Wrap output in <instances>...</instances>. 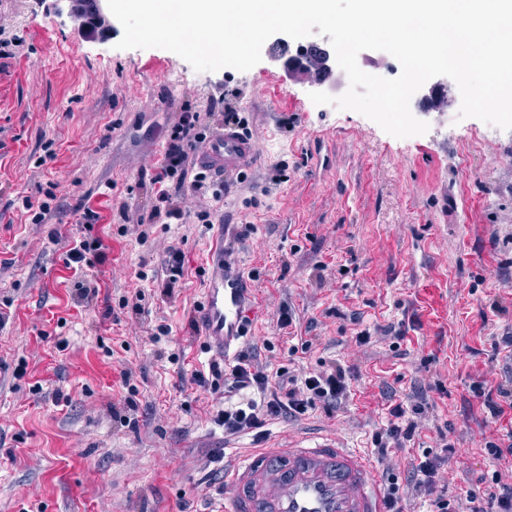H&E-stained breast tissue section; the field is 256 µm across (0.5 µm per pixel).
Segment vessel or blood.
<instances>
[{"label":"vessel or blood","mask_w":512,"mask_h":512,"mask_svg":"<svg viewBox=\"0 0 512 512\" xmlns=\"http://www.w3.org/2000/svg\"><path fill=\"white\" fill-rule=\"evenodd\" d=\"M257 142L227 127L197 149V168L226 179L256 168ZM203 300L195 313L209 351L227 354L249 334L243 317L255 289L239 261L224 249L209 258ZM224 512H386L382 478L359 449L332 436L289 439L287 446L257 448L224 471Z\"/></svg>","instance_id":"vessel-or-blood-1"}]
</instances>
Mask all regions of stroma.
<instances>
[{
	"label": "stroma",
	"mask_w": 512,
	"mask_h": 512,
	"mask_svg": "<svg viewBox=\"0 0 512 512\" xmlns=\"http://www.w3.org/2000/svg\"><path fill=\"white\" fill-rule=\"evenodd\" d=\"M0 25L19 42L0 57V512H222L224 472L210 455L251 440L225 443L212 419L220 396L191 381L211 358L191 322L220 230L160 224L142 245L116 210L155 208L174 112L220 95L262 155L224 194L225 223L250 227L234 243L258 307L244 345L274 372L323 362L357 372L344 409L271 425V443L332 434L370 452L394 396L425 408L393 456L399 477L442 432L457 451L449 492L498 469L487 445L512 442V419L491 423L475 390L512 378L500 343L512 336V130L452 111L396 138L315 105L266 58L199 72L165 49L83 39L55 0H0ZM48 145L57 158L36 169ZM42 186L55 211L36 226L21 201ZM85 203L99 221L77 223ZM86 238L101 239L104 260L66 268V250ZM171 245L185 263L167 297ZM80 283L92 302L77 303ZM135 290L136 319L119 306ZM283 306L287 331L276 326ZM161 322L170 333L152 342ZM379 325L401 331L398 350L356 344Z\"/></svg>",
	"instance_id": "obj_1"
}]
</instances>
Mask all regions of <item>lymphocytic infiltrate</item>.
Listing matches in <instances>:
<instances>
[{
    "label": "lymphocytic infiltrate",
    "instance_id": "obj_1",
    "mask_svg": "<svg viewBox=\"0 0 512 512\" xmlns=\"http://www.w3.org/2000/svg\"><path fill=\"white\" fill-rule=\"evenodd\" d=\"M244 120L231 103L223 99H212L206 104L189 106L180 112L170 126L168 146L164 161L154 181L158 186V207L152 210L147 224L142 225L137 239L147 243L155 224L161 220H183L185 212L181 206L183 195L209 199V207L196 213L199 223L212 224L214 214L224 200V187L210 176L196 171L192 155L208 132L222 125H243ZM176 178L179 191L170 193L166 180ZM352 374L340 364H324L319 369L301 374H281L278 381H271L266 363L256 353L239 352L234 364L212 362L208 372H193L191 381L211 392H224L234 396L237 392L253 388L261 394L260 400L247 402L234 409L218 410L214 421L223 426L228 437L250 434L255 440L265 436L268 421L276 419L298 420L309 411L320 408L326 413L340 409L350 392ZM422 405H393L391 419L385 428L371 436L372 452L378 462L383 463L382 477L391 505H398L403 497L425 498L430 512H512V482L506 481L502 471H495L492 484L484 495L466 490L449 494L443 479L450 469L456 451L448 440H440L438 446L425 449L420 461L414 466L407 486H399L398 477L387 461L394 450L406 447L415 435L417 415L423 414Z\"/></svg>",
    "mask_w": 512,
    "mask_h": 512
}]
</instances>
